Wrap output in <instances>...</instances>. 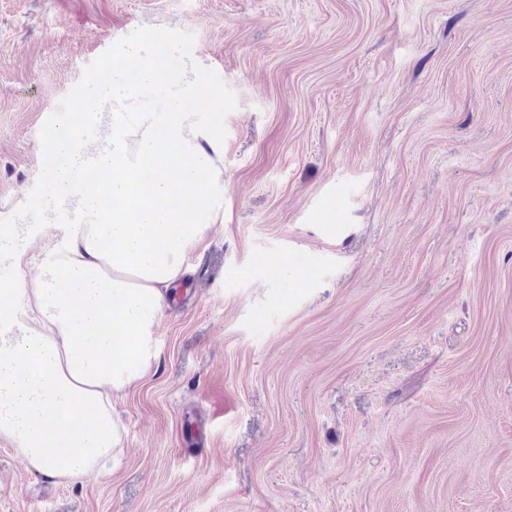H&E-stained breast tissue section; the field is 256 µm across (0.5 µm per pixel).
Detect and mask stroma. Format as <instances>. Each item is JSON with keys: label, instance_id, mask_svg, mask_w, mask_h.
<instances>
[{"label": "stroma", "instance_id": "stroma-1", "mask_svg": "<svg viewBox=\"0 0 512 512\" xmlns=\"http://www.w3.org/2000/svg\"><path fill=\"white\" fill-rule=\"evenodd\" d=\"M160 37L208 79L224 221L124 453L0 512H512V0H0V221L48 116Z\"/></svg>", "mask_w": 512, "mask_h": 512}]
</instances>
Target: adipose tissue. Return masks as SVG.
I'll use <instances>...</instances> for the list:
<instances>
[{
  "mask_svg": "<svg viewBox=\"0 0 512 512\" xmlns=\"http://www.w3.org/2000/svg\"><path fill=\"white\" fill-rule=\"evenodd\" d=\"M158 40L124 47L111 95L54 116L41 149L53 194L0 223V439L69 483L124 451L118 398L157 358L155 328L184 259L224 221V135L189 111L205 74L159 68ZM167 87L157 100L158 87ZM54 234L31 276L36 240Z\"/></svg>",
  "mask_w": 512,
  "mask_h": 512,
  "instance_id": "ef3b65f1",
  "label": "adipose tissue"
}]
</instances>
